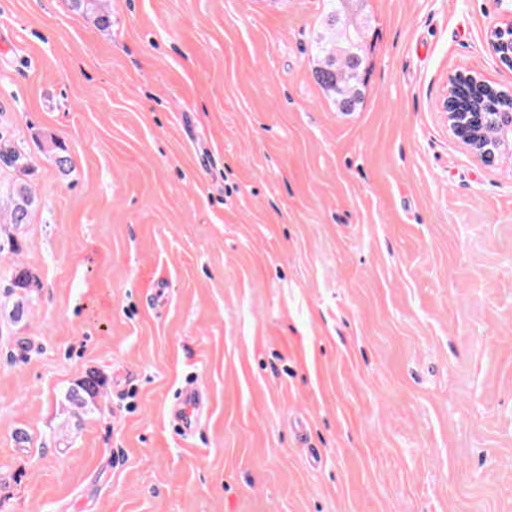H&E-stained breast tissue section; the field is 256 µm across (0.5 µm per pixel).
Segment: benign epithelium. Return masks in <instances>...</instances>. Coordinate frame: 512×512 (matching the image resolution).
Wrapping results in <instances>:
<instances>
[{
	"label": "benign epithelium",
	"instance_id": "7a95c632",
	"mask_svg": "<svg viewBox=\"0 0 512 512\" xmlns=\"http://www.w3.org/2000/svg\"><path fill=\"white\" fill-rule=\"evenodd\" d=\"M489 43L501 63L512 67V21L491 29ZM462 81L482 82L472 73H457L448 78V90L442 110L452 132L463 141L480 160L491 164L498 155L512 146V92L502 98L505 107L500 112H452L451 99Z\"/></svg>",
	"mask_w": 512,
	"mask_h": 512
}]
</instances>
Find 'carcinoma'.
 <instances>
[{"instance_id":"obj_1","label":"carcinoma","mask_w":512,"mask_h":512,"mask_svg":"<svg viewBox=\"0 0 512 512\" xmlns=\"http://www.w3.org/2000/svg\"><path fill=\"white\" fill-rule=\"evenodd\" d=\"M76 11L91 13L97 21L111 23L108 11L101 7L102 0H71ZM371 18L366 12L365 0H324V15L312 43V72L317 84L325 91L338 112H357L361 109L373 69L370 58L369 37ZM497 100L488 94L472 89L462 97L463 112H492ZM55 167L62 174L72 168V158L66 148L54 142L49 148ZM0 161L18 173L10 187L6 215L0 224V255L16 256L21 251L15 233L29 223L36 199L29 177L34 173L30 154L0 136ZM39 282L28 270H16L3 295L11 301L9 317L15 324L26 321L31 305L33 289ZM103 381L95 372H87L71 386L65 400L73 411L89 415L98 409L97 397Z\"/></svg>"}]
</instances>
